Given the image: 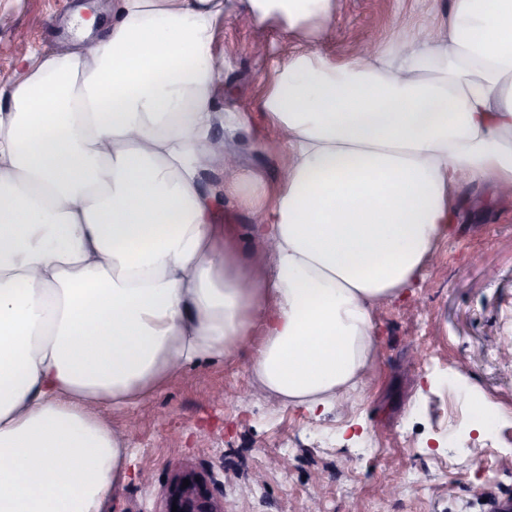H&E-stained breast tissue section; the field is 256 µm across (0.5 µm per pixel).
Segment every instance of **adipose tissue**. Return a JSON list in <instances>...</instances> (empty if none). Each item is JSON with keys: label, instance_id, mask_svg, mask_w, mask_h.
Returning a JSON list of instances; mask_svg holds the SVG:
<instances>
[{"label": "adipose tissue", "instance_id": "obj_1", "mask_svg": "<svg viewBox=\"0 0 512 512\" xmlns=\"http://www.w3.org/2000/svg\"><path fill=\"white\" fill-rule=\"evenodd\" d=\"M259 24L331 0H245ZM224 0H113L92 52L0 85V512H102L125 478L109 412L248 351L260 386L309 412L354 398L372 311L414 295L461 181L512 186V0H453L436 35L336 66L275 68L262 102L287 177L223 165L211 51ZM255 213L238 236L225 204ZM257 244L241 249V239Z\"/></svg>", "mask_w": 512, "mask_h": 512}]
</instances>
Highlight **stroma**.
<instances>
[{"label": "stroma", "mask_w": 512, "mask_h": 512, "mask_svg": "<svg viewBox=\"0 0 512 512\" xmlns=\"http://www.w3.org/2000/svg\"><path fill=\"white\" fill-rule=\"evenodd\" d=\"M451 0H334L328 19L286 30L280 18L257 26L227 0L211 50L224 63L213 94L218 112L248 106V121L228 138L240 165L265 190L279 182L287 156L280 133L258 105L272 66L295 50H317L343 64L355 44L389 43L395 27L413 34L446 18ZM95 15L93 35L112 21V0H0V82L25 64L15 37L35 56L74 50L73 12ZM267 53H252L255 42ZM483 264L470 261L472 254ZM377 349L362 401L314 418L283 404L253 378L245 358L212 361L173 375L132 412L111 417L129 429L126 478L103 512H157L173 463L203 472L224 512H504L512 506V196L467 184L457 213L408 300L376 307ZM223 400H214L215 392ZM501 413L492 429L470 426L476 404ZM153 476L143 483L140 472Z\"/></svg>", "instance_id": "obj_1"}]
</instances>
